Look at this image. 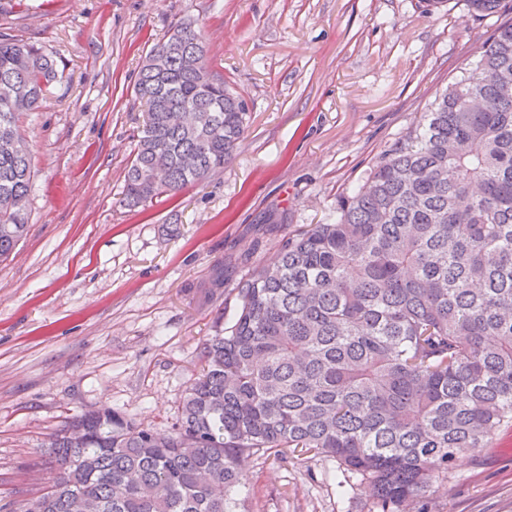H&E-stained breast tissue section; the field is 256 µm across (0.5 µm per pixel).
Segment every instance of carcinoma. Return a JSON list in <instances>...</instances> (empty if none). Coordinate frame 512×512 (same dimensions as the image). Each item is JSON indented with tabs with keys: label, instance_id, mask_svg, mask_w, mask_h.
<instances>
[{
	"label": "carcinoma",
	"instance_id": "cac0c4a2",
	"mask_svg": "<svg viewBox=\"0 0 512 512\" xmlns=\"http://www.w3.org/2000/svg\"><path fill=\"white\" fill-rule=\"evenodd\" d=\"M480 15L500 0H466ZM57 60L0 34V262L29 232L32 158L17 114L61 83ZM146 107L121 202L172 197L229 163L244 98L213 75L194 21L145 54ZM333 224L281 241L236 288L232 323L168 431L112 410L50 442L40 512H240L244 463L330 457L376 512L410 506L512 423V18L340 197Z\"/></svg>",
	"mask_w": 512,
	"mask_h": 512
}]
</instances>
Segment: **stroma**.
<instances>
[{"instance_id":"stroma-1","label":"stroma","mask_w":512,"mask_h":512,"mask_svg":"<svg viewBox=\"0 0 512 512\" xmlns=\"http://www.w3.org/2000/svg\"><path fill=\"white\" fill-rule=\"evenodd\" d=\"M195 20L213 73L247 102L222 171L172 198L121 204L142 57ZM512 0H0V33L56 57L63 81L18 116L32 156L27 238L0 263V512L42 493L50 437L109 409L171 427L235 288L282 238L329 224L435 91L474 59ZM223 287H215L216 276ZM247 512H370L333 459H250ZM426 512H512V426L459 459Z\"/></svg>"}]
</instances>
